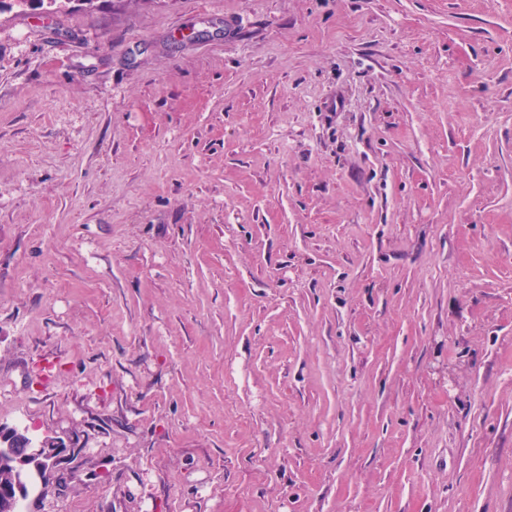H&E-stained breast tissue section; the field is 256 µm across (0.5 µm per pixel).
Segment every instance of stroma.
I'll return each instance as SVG.
<instances>
[{"mask_svg":"<svg viewBox=\"0 0 512 512\" xmlns=\"http://www.w3.org/2000/svg\"><path fill=\"white\" fill-rule=\"evenodd\" d=\"M24 512H512V0L0 5Z\"/></svg>","mask_w":512,"mask_h":512,"instance_id":"obj_1","label":"stroma"}]
</instances>
